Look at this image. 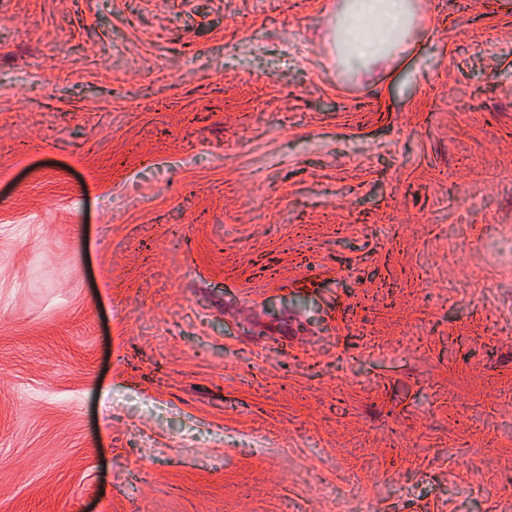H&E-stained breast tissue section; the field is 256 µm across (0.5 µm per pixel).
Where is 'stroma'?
<instances>
[{"label": "stroma", "instance_id": "1", "mask_svg": "<svg viewBox=\"0 0 512 512\" xmlns=\"http://www.w3.org/2000/svg\"><path fill=\"white\" fill-rule=\"evenodd\" d=\"M334 4L0 0V512H512V0ZM420 0H340L328 40L341 70L350 76L401 56L421 16Z\"/></svg>", "mask_w": 512, "mask_h": 512}]
</instances>
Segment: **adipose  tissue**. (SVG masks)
I'll return each instance as SVG.
<instances>
[{"mask_svg": "<svg viewBox=\"0 0 512 512\" xmlns=\"http://www.w3.org/2000/svg\"><path fill=\"white\" fill-rule=\"evenodd\" d=\"M421 11V0H338L328 39L341 70L356 76L404 54Z\"/></svg>", "mask_w": 512, "mask_h": 512, "instance_id": "1", "label": "adipose tissue"}]
</instances>
